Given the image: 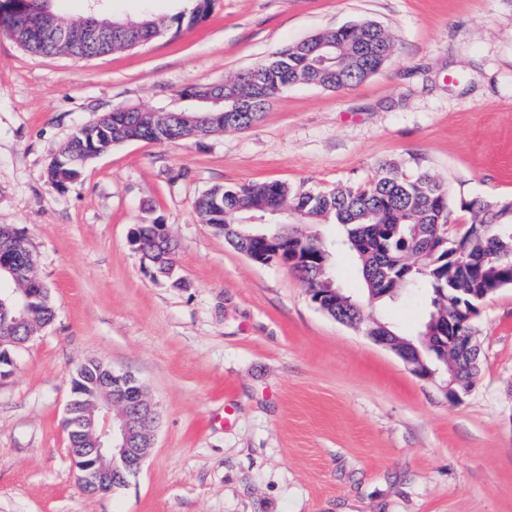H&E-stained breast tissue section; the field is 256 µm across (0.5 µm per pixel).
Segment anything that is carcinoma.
I'll list each match as a JSON object with an SVG mask.
<instances>
[{"label": "carcinoma", "mask_w": 512, "mask_h": 512, "mask_svg": "<svg viewBox=\"0 0 512 512\" xmlns=\"http://www.w3.org/2000/svg\"><path fill=\"white\" fill-rule=\"evenodd\" d=\"M20 7L42 14L45 20L36 23L29 19L19 24L11 17H4L3 24L13 39L25 50L35 55H61L64 49L56 47L60 40V27L51 24L52 0H18ZM189 12L180 11L169 18L147 14L139 21L150 25L142 28L135 39L112 37V45L100 47L88 43L81 31H66L68 48L86 57H96L118 50L136 48L161 29L184 18L197 22L212 10L213 0H191ZM328 36L343 45L346 54L339 62L323 64L310 54L305 42L287 45L277 52L278 66H259L239 72L228 78L239 94L252 99V111L237 112L233 119L224 120V129L244 130L264 114L266 104L261 95L274 98L288 84L303 79L311 73L317 84L329 90L351 87L379 71L393 52L390 35L379 24L363 22L335 28ZM142 111L128 112L123 126L116 128L107 123L95 126L88 132L93 139L94 151L108 153L118 144L134 140L161 141L192 135V124L183 129L165 133L152 131L141 120ZM61 157L47 169V179L55 188H63L79 176V172L66 164ZM455 204L448 184L434 179L425 171L407 174L401 165L384 164L372 181L336 187L328 191L294 189L282 182L259 185L218 186L202 194L195 208L205 224L213 226L233 248L243 252L246 243L233 233L247 206L254 213L286 205L301 213L305 224H335L341 228V238L336 246L347 249L359 263L365 282L368 300L381 301L393 298L397 289L412 288L429 303H437V311L446 324L469 325L475 306L470 297L452 291L454 280L464 281L467 288L506 279L505 264L512 263V199L497 202H463L461 208L474 213L473 223L481 225L476 236L461 238L451 235L448 216ZM282 244L303 254L313 255L324 246L313 235L303 232L295 224H283L271 229ZM138 235L144 244L145 257L150 263L161 259L172 266L173 251L164 242V254L153 250L161 238L158 224L138 225ZM326 247V246H324ZM333 260L331 247H326L325 265ZM352 318L362 327L386 326L389 323L365 315L362 305L351 309ZM52 303L34 300L29 321L22 329L28 334L52 320ZM109 366L97 359L85 361L72 377V387L85 408L98 401L99 382Z\"/></svg>", "instance_id": "1"}]
</instances>
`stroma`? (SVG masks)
Returning <instances> with one entry per match:
<instances>
[{"instance_id":"obj_1","label":"stroma","mask_w":512,"mask_h":512,"mask_svg":"<svg viewBox=\"0 0 512 512\" xmlns=\"http://www.w3.org/2000/svg\"><path fill=\"white\" fill-rule=\"evenodd\" d=\"M370 20L395 51L336 92L296 85L245 130L114 146L67 187L46 178L77 129L118 107L194 108L284 45ZM456 201L512 198V0H215L130 51L36 56L0 26V225L21 232L55 321L0 377V512H512V288L471 318L475 385L450 402L362 331L320 311L289 265L260 264L202 223L217 185L365 183L387 162ZM166 225L181 287L131 243ZM364 310L415 336L403 289ZM95 358L158 406L138 476L82 490L62 420L70 372Z\"/></svg>"}]
</instances>
